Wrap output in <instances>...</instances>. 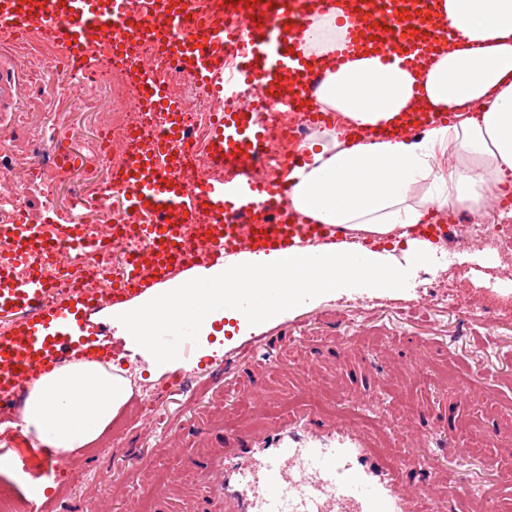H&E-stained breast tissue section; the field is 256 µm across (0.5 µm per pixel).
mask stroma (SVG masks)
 Returning <instances> with one entry per match:
<instances>
[{
	"label": "stroma",
	"mask_w": 512,
	"mask_h": 512,
	"mask_svg": "<svg viewBox=\"0 0 512 512\" xmlns=\"http://www.w3.org/2000/svg\"><path fill=\"white\" fill-rule=\"evenodd\" d=\"M19 76L11 111L0 112L7 141L0 147V177L26 157L40 132L59 127L79 130L84 138L96 133L101 112L113 120L125 116L120 87L99 89L79 102L49 98V87L65 82L62 70L28 76L29 56L14 46L0 49ZM445 267L420 265L410 283L392 295L350 289L328 293L320 303L298 304L283 319L263 323L253 334L252 357L242 362L225 321L213 324L207 341L211 354L176 357L171 370L154 374L111 309L94 315L104 327L101 345L114 348L118 369L136 364L132 394L93 444L71 455L79 481L68 482L67 467L52 475L43 502L53 512H127L128 503L113 496L115 485H126L134 502L146 494L145 483L158 471L185 465L188 458L208 455L217 447L218 432L206 425L210 405L224 408L223 427L235 429L246 411L243 393L264 388L266 415L275 422L287 413L286 402L302 392L308 367H315L318 396L339 398L357 423L379 446L411 464L437 458L447 479L473 486L495 485L512 505V298L501 287V270L477 253H464L446 243ZM490 307L493 327L458 324L457 304ZM421 353L429 366L421 373L401 364ZM273 362L277 371L263 368ZM235 380L241 394L218 392ZM458 426L454 448L436 447L448 413ZM414 420L432 435L430 443L407 444L405 423ZM495 457L498 469L483 462Z\"/></svg>",
	"instance_id": "1"
}]
</instances>
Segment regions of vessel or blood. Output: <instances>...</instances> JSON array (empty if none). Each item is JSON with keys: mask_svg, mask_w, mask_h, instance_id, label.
<instances>
[{"mask_svg": "<svg viewBox=\"0 0 512 512\" xmlns=\"http://www.w3.org/2000/svg\"><path fill=\"white\" fill-rule=\"evenodd\" d=\"M442 0H226L224 24L203 22L206 0H0V27L40 29L66 48L74 66L90 57L101 35L112 37L113 55L127 68H141L133 53L149 37L197 87L224 89V59L210 46L225 30L240 29L246 48L239 82L275 93L289 106L313 107L325 68L307 56L302 38L313 16L336 9L344 32L332 52L335 65L369 53L383 62L424 70L430 59L448 51L458 35L441 10ZM408 16H401V9ZM148 150H132L117 176L121 223L146 222L147 246L130 254L123 287L113 303H123L154 283H166L200 263L221 264L231 256L257 255L338 242L335 225L304 219L291 206L293 182L256 180L252 168L264 144L249 113L228 112L207 148L224 179H204L187 186L178 176L187 131L177 110ZM447 112H406L393 126L352 127L355 142L407 139L432 126L447 124ZM192 233L196 250L183 244ZM87 242L78 224H59L45 216L31 223L14 211L0 223V249L16 265L36 252L52 257L63 241ZM15 265V267H16ZM15 267H0V427L12 428L21 407L13 395L26 380L59 365L84 359L96 332L92 314L101 307L96 291L86 289L70 299L48 300L44 272L19 276ZM250 413L234 436L225 437L219 454L191 459L202 477V512H419L421 503L439 493L442 470L428 462L426 472L396 462L350 418L323 414L303 405L278 424L265 425L266 398L247 397ZM42 468H33L17 445L0 447L15 458L20 480L40 485L51 473L56 453L40 446ZM464 512H497L494 486L475 489L456 485L446 491Z\"/></svg>", "mask_w": 512, "mask_h": 512, "instance_id": "b4317fda", "label": "vessel or blood"}]
</instances>
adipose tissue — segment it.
<instances>
[{"label":"adipose tissue","instance_id":"ef3b65f1","mask_svg":"<svg viewBox=\"0 0 512 512\" xmlns=\"http://www.w3.org/2000/svg\"><path fill=\"white\" fill-rule=\"evenodd\" d=\"M444 10L462 41L426 75L358 58L328 76L316 103L320 111L368 126L391 121L421 95L430 111L455 113V123L383 143L348 144L326 130L307 144L308 160L292 175L291 205L302 216L403 239V257L358 243H318L244 256L148 289L116 311L160 369H167L169 358L154 350V332L186 324L204 335L214 321L235 316L240 335H248L258 319L237 308L243 290H253L260 307L278 313L291 298L313 303L338 288L370 293L401 288L410 264L433 249L409 236L428 207L480 209L491 189L512 173V0H444ZM475 105L480 116L467 115V107ZM446 159L455 162L448 173L441 168ZM130 396L128 380L98 363L66 365L35 383L21 426L66 456L96 441Z\"/></svg>","mask_w":512,"mask_h":512}]
</instances>
